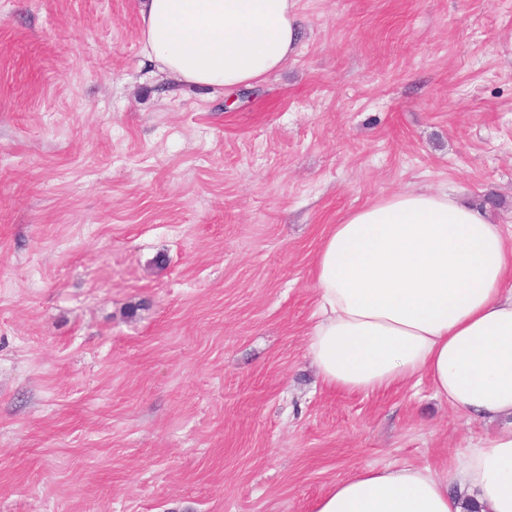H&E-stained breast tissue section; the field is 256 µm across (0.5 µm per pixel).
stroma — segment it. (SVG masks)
I'll use <instances>...</instances> for the list:
<instances>
[{
    "label": "stroma",
    "instance_id": "1",
    "mask_svg": "<svg viewBox=\"0 0 512 512\" xmlns=\"http://www.w3.org/2000/svg\"><path fill=\"white\" fill-rule=\"evenodd\" d=\"M141 0H0V512H310L499 431L306 351L330 224L458 189L512 233V0H302L235 98L143 55Z\"/></svg>",
    "mask_w": 512,
    "mask_h": 512
}]
</instances>
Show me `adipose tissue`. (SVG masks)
Returning a JSON list of instances; mask_svg holds the SVG:
<instances>
[{"instance_id":"ef3b65f1","label":"adipose tissue","mask_w":512,"mask_h":512,"mask_svg":"<svg viewBox=\"0 0 512 512\" xmlns=\"http://www.w3.org/2000/svg\"><path fill=\"white\" fill-rule=\"evenodd\" d=\"M300 0H142L143 52L174 82L262 83L298 49ZM306 347L322 383L358 394L427 379L449 408L510 427L452 478L368 467L312 512H512V238L486 210L429 188L395 192L329 225L313 265Z\"/></svg>"}]
</instances>
